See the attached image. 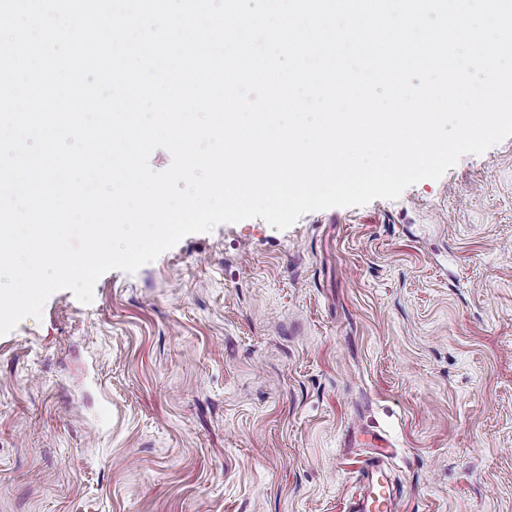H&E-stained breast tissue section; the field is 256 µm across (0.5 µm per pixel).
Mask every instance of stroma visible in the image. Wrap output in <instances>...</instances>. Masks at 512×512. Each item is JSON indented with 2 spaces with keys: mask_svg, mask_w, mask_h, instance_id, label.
Instances as JSON below:
<instances>
[{
  "mask_svg": "<svg viewBox=\"0 0 512 512\" xmlns=\"http://www.w3.org/2000/svg\"><path fill=\"white\" fill-rule=\"evenodd\" d=\"M375 432L402 512H512V137L0 336V512H346Z\"/></svg>",
  "mask_w": 512,
  "mask_h": 512,
  "instance_id": "stroma-1",
  "label": "stroma"
}]
</instances>
